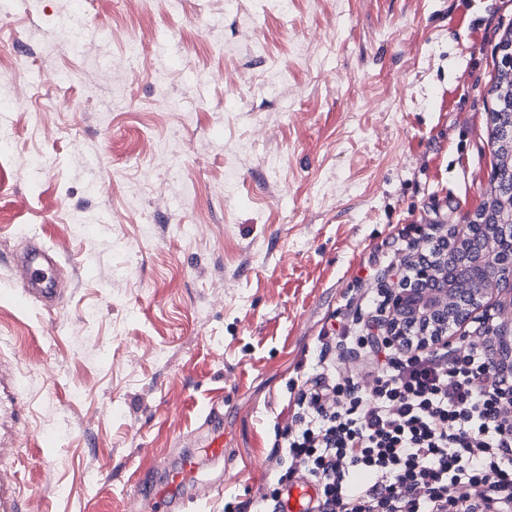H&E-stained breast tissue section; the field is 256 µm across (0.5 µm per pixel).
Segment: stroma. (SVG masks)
I'll list each match as a JSON object with an SVG mask.
<instances>
[{
	"label": "stroma",
	"mask_w": 512,
	"mask_h": 512,
	"mask_svg": "<svg viewBox=\"0 0 512 512\" xmlns=\"http://www.w3.org/2000/svg\"><path fill=\"white\" fill-rule=\"evenodd\" d=\"M510 24L512 0H0V372L25 404L0 445L23 512H153L134 478L202 451L216 402L224 460L200 475L221 485L186 512L270 491L320 334L382 322L426 239L482 208ZM34 235L51 306L5 263Z\"/></svg>",
	"instance_id": "stroma-1"
}]
</instances>
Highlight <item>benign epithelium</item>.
<instances>
[{"instance_id": "obj_1", "label": "benign epithelium", "mask_w": 512, "mask_h": 512, "mask_svg": "<svg viewBox=\"0 0 512 512\" xmlns=\"http://www.w3.org/2000/svg\"><path fill=\"white\" fill-rule=\"evenodd\" d=\"M497 95L488 131L503 150L497 152L485 210L474 223L454 225L428 241L436 260L419 253L416 281L389 291L383 326L396 347L414 343L427 352L448 346L487 300L503 294L512 299V76L502 80ZM493 366L512 376V336L500 339Z\"/></svg>"}]
</instances>
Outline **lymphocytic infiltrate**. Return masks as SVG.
<instances>
[{"label":"lymphocytic infiltrate","mask_w":512,"mask_h":512,"mask_svg":"<svg viewBox=\"0 0 512 512\" xmlns=\"http://www.w3.org/2000/svg\"><path fill=\"white\" fill-rule=\"evenodd\" d=\"M350 344L383 351L370 387L317 379L294 400L282 443L291 463L252 512H279L284 485L311 476L314 512H444L454 488L512 512V378L491 351L459 355L380 348L362 329Z\"/></svg>","instance_id":"obj_1"}]
</instances>
